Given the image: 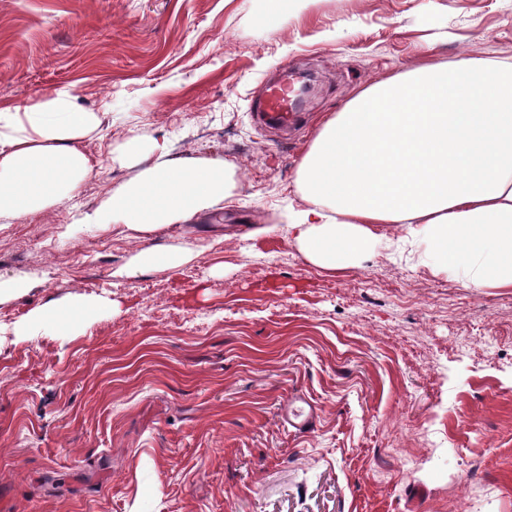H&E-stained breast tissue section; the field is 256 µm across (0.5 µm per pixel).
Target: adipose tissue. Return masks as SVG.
<instances>
[{"mask_svg": "<svg viewBox=\"0 0 512 512\" xmlns=\"http://www.w3.org/2000/svg\"><path fill=\"white\" fill-rule=\"evenodd\" d=\"M98 112L68 89L0 107V221L74 201L98 164L82 148ZM111 160L133 177L79 212L88 227H121L138 249L112 272H174L193 254L157 247V231L223 208L240 188L223 158L170 157L132 134ZM308 200L288 226L299 250L326 269L357 265L378 244L376 224H406L422 262L475 288H512V64L468 57L430 63L361 90L328 115L297 169ZM99 298L33 310L13 335L91 320Z\"/></svg>", "mask_w": 512, "mask_h": 512, "instance_id": "1", "label": "adipose tissue"}]
</instances>
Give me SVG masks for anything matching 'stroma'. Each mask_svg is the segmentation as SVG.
Instances as JSON below:
<instances>
[{
	"label": "stroma",
	"mask_w": 512,
	"mask_h": 512,
	"mask_svg": "<svg viewBox=\"0 0 512 512\" xmlns=\"http://www.w3.org/2000/svg\"><path fill=\"white\" fill-rule=\"evenodd\" d=\"M0 0V106L70 88L100 112L81 203L131 177L130 132L171 156H224L222 212L157 233L198 250L175 272L112 278L137 247L75 229L70 205L0 222V274L37 286L8 330L73 295L106 297L65 333L0 337L6 512H512V288H468L377 224L330 273L288 237L295 179L325 115L371 83L467 55L512 63V0ZM315 93L299 131L261 129L284 64ZM210 247H203V240ZM303 398L314 432L288 425Z\"/></svg>",
	"instance_id": "1"
}]
</instances>
